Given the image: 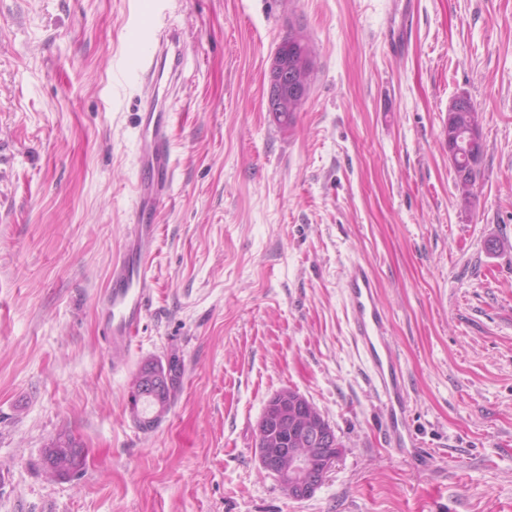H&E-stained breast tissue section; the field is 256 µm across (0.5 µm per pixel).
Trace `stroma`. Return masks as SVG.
Listing matches in <instances>:
<instances>
[{
    "mask_svg": "<svg viewBox=\"0 0 512 512\" xmlns=\"http://www.w3.org/2000/svg\"><path fill=\"white\" fill-rule=\"evenodd\" d=\"M179 29L173 179L154 292L123 361L97 310L133 230L136 34ZM316 60L295 121L268 67ZM468 95L485 142L471 207L448 159ZM354 261L379 282L421 464L388 448L346 318ZM179 355L153 430L141 363ZM291 388L343 453L308 499L255 451ZM68 432L74 477L43 450ZM0 512H512V0H0ZM47 455H48V457L52 456L50 453V450L48 448H45L44 452H43V464H44L47 472L51 476H54V477H59L60 471H62L64 469H69L70 467H73L75 465V461H76V467H73L70 471L64 473L61 476V478L70 477V476L74 475L75 473H77L81 469L83 460H84V453H80L78 456H76L75 459H74V457L68 458L66 456L55 457L52 460V466L49 467L48 460L46 457Z\"/></svg>",
    "mask_w": 512,
    "mask_h": 512,
    "instance_id": "35a3bbf8",
    "label": "stroma"
}]
</instances>
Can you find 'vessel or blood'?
<instances>
[{"label": "vessel or blood", "mask_w": 512, "mask_h": 512, "mask_svg": "<svg viewBox=\"0 0 512 512\" xmlns=\"http://www.w3.org/2000/svg\"><path fill=\"white\" fill-rule=\"evenodd\" d=\"M145 51L132 71L144 82L142 134L138 151L141 177L135 187L134 232L112 263L110 285L101 301L100 317L112 337V354L133 344L152 293L151 261L159 233L155 203L172 176L168 100L186 66L182 32L149 34ZM377 280L367 265L345 270L344 303L352 334L366 368L370 388L379 396L381 429L388 447L416 458L419 442L406 424L407 383L400 358L388 336V317L377 295Z\"/></svg>", "instance_id": "1"}]
</instances>
